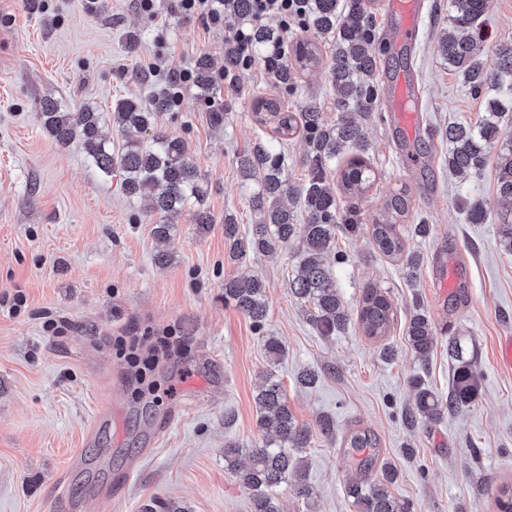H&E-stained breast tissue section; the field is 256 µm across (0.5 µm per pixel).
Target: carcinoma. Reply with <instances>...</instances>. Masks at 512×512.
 Segmentation results:
<instances>
[{
	"instance_id": "obj_1",
	"label": "carcinoma",
	"mask_w": 512,
	"mask_h": 512,
	"mask_svg": "<svg viewBox=\"0 0 512 512\" xmlns=\"http://www.w3.org/2000/svg\"><path fill=\"white\" fill-rule=\"evenodd\" d=\"M488 0H452L453 14L449 22L451 34L442 41V56L448 65L461 73L464 81L481 92L491 86L501 97L489 102L488 115L479 123L456 124L448 127V168L454 173L471 176L486 165L488 153L498 148L496 164L497 191L500 197L512 201V141L498 145L499 118L512 105V47L485 51V38L478 28ZM304 26L313 39L299 47L300 69L314 72L325 66L328 79L336 90L339 117L334 124L323 121L314 105L300 113L290 112L283 101L265 97L254 105L256 120L273 126L276 138L286 140L302 134L304 148L311 157L308 178L294 191L282 178L285 156L259 143L239 161L246 176L260 181L261 191L254 197L260 211L259 223L252 225L247 238L238 236L235 215L224 214V238L230 250L240 260L249 253L275 255L300 239L303 249L297 255V274L290 282L291 293L313 309V321L323 336L344 330L350 313L338 291L336 279L325 257L336 244V226L356 233L362 229L355 207H340L336 192L330 187L328 173L337 162L339 184L344 193L357 198L373 184L371 167L360 154L365 144L360 126L350 117L354 112H368L377 98L374 82L376 70V27L366 0H313L304 18ZM283 41L280 32L271 26L254 32L257 48L269 49ZM330 42L331 56L323 62L319 43ZM277 83L291 85L295 73L283 60L271 70ZM195 82L203 93L212 88V66L208 57L199 58ZM169 106V99L158 94L147 100L121 98L113 105L112 125L121 132L134 128L149 137L142 145L129 140L121 152L112 153V145L100 133L101 116L94 108L83 105L73 111L65 110L52 100L41 104L40 119L46 133L62 146L75 145L103 173L119 168L123 188L129 196H147L154 211L160 215L155 227L157 238L170 237L168 216L177 214L187 205L197 207L196 223L205 227L211 223L203 208L206 191L197 170L189 161L188 148L183 140L157 129L156 115ZM355 156L344 159L346 152ZM296 195L298 208H286L281 203L285 193ZM304 213V223H296L295 210ZM410 210V194L401 189L393 194L386 206L385 216L373 220L369 227L378 250L387 257L405 259L410 266L420 262V256L407 246L399 222ZM224 302L262 326L266 314L265 290L261 281L230 279L224 282ZM394 320L392 303L377 289L366 291L359 311V322L365 334L381 340L388 335ZM407 337L414 351L424 357L433 349L435 326L427 315L416 312L407 326ZM448 355L455 362L448 398L442 399L431 389L417 385L415 410L407 415L414 423L421 415L434 416L443 411H457L475 402L478 377L469 361L465 347L448 343ZM257 427L261 441L251 445L230 444L224 448V464L234 472L239 483L253 491V512H279L273 490L293 482L297 493L307 496L310 486L297 453L309 443V430L298 423L292 413L281 383L268 375L257 397ZM346 445L361 459L357 467L358 480L349 485V494L357 512H409L407 503L394 495L393 477L387 473L372 480L369 471L376 462V441L366 431H355Z\"/></svg>"
}]
</instances>
